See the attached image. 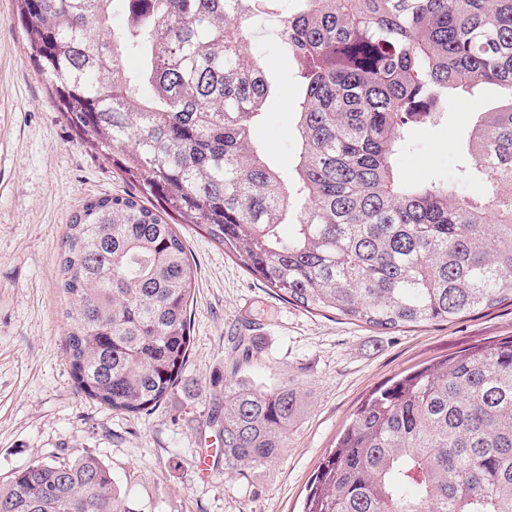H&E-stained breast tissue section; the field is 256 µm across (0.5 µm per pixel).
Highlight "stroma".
Returning a JSON list of instances; mask_svg holds the SVG:
<instances>
[{"mask_svg":"<svg viewBox=\"0 0 512 512\" xmlns=\"http://www.w3.org/2000/svg\"><path fill=\"white\" fill-rule=\"evenodd\" d=\"M15 0H0V480L53 452L93 453L112 469L144 512H301L306 487L352 414L381 385L463 350L512 338V305L450 322L382 333L279 299L223 247L180 225L193 275L191 347L182 381L157 408L109 409L77 392L67 361L58 260L73 215L87 201L139 193L111 162L82 144L58 112L25 47ZM295 0H278L276 17L251 20L250 44L273 84L253 128L283 173L297 156L298 64L271 34ZM498 90L480 85L448 100L445 120L418 130L398 158L409 182L445 181L480 195L484 184L458 183L468 135ZM259 351L250 371L260 382L297 387L305 409L287 448L264 468L240 475L214 458L205 425L211 399L229 380L233 338Z\"/></svg>","mask_w":512,"mask_h":512,"instance_id":"stroma-1","label":"stroma"}]
</instances>
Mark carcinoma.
Here are the masks:
<instances>
[{"mask_svg": "<svg viewBox=\"0 0 512 512\" xmlns=\"http://www.w3.org/2000/svg\"><path fill=\"white\" fill-rule=\"evenodd\" d=\"M31 58L77 137L155 199L100 197L59 258L77 389L128 414L164 402L191 344L193 224L285 302L384 332L512 304V0H298L277 38L300 66L294 173L252 140L270 92L247 22L275 0H16ZM132 21L100 37L111 8ZM140 59L135 76L125 54ZM494 84L466 180L408 184L396 158L448 92ZM233 359L207 426L224 471L278 458L302 409ZM0 512H140L109 466L52 454L0 483ZM302 512H512V339L376 390Z\"/></svg>", "mask_w": 512, "mask_h": 512, "instance_id": "carcinoma-1", "label": "carcinoma"}]
</instances>
